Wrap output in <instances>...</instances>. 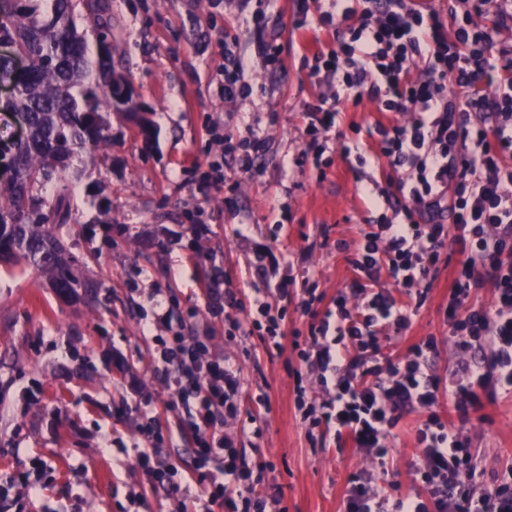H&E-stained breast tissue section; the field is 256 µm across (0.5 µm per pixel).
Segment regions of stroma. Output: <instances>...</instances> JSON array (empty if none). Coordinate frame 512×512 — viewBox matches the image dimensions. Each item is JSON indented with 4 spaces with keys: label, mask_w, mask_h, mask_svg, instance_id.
Listing matches in <instances>:
<instances>
[{
    "label": "stroma",
    "mask_w": 512,
    "mask_h": 512,
    "mask_svg": "<svg viewBox=\"0 0 512 512\" xmlns=\"http://www.w3.org/2000/svg\"><path fill=\"white\" fill-rule=\"evenodd\" d=\"M297 0H112L115 60L129 76L151 126L134 136L120 116L112 141L74 154L67 172L74 187L73 220L55 227L73 274L94 284L93 296H61L47 276L0 266V512H172L162 485L135 463L143 442L141 414L175 393L156 373L144 327L166 335L156 308L181 317L197 301L213 266L228 272L232 289L257 286L254 248L306 254L317 292L331 301L350 273L324 240L355 237L374 217L361 198L349 160L332 153L325 171L300 163V114L320 88L305 58L306 41L293 29ZM236 39L245 65V97L227 101L211 77L223 52L213 24ZM278 51L279 64L262 52ZM252 129L267 142L253 175L201 202L195 187L210 158L205 128ZM204 207L209 233L194 237L192 217ZM108 223H99L101 212ZM448 293L440 268L411 336L443 338L439 306ZM192 324L214 332L213 344L244 359V390L265 391L270 411L260 433H239L247 458L262 456L265 484L280 490V512H341L352 474L373 469L349 448H323L308 437L294 406L298 358H271L259 340H228L223 323L199 313ZM466 434L474 445L480 490L512 465V396L486 407ZM402 423L398 450L380 479L400 491L417 487L412 430ZM41 486L27 497L26 484Z\"/></svg>",
    "instance_id": "35a3bbf8"
}]
</instances>
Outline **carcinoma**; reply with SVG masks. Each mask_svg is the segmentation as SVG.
Instances as JSON below:
<instances>
[{
	"label": "carcinoma",
	"mask_w": 512,
	"mask_h": 512,
	"mask_svg": "<svg viewBox=\"0 0 512 512\" xmlns=\"http://www.w3.org/2000/svg\"><path fill=\"white\" fill-rule=\"evenodd\" d=\"M0 42L13 47V55H0V83L16 78L14 57L28 62L27 81L18 94L0 100V112L21 117L28 129L26 143L16 150L19 178L0 184V262L51 275L61 294L77 289L92 292L80 282L65 259L67 247L50 231L54 224L71 220L69 183H55L56 201L46 208L41 190L75 149L94 150L112 142L111 116L123 114L144 137L150 125L133 97L105 108L100 86L127 84L112 53V5L109 0H0ZM96 37L90 54L87 32Z\"/></svg>",
	"instance_id": "obj_1"
}]
</instances>
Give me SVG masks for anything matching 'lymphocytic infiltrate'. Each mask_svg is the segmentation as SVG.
<instances>
[{
  "label": "lymphocytic infiltrate",
  "mask_w": 512,
  "mask_h": 512,
  "mask_svg": "<svg viewBox=\"0 0 512 512\" xmlns=\"http://www.w3.org/2000/svg\"><path fill=\"white\" fill-rule=\"evenodd\" d=\"M299 13L295 28L347 31L335 50L314 45L310 74L331 92L302 111L304 148L317 149L332 135L342 157L384 170V181L368 178L362 192L371 209L385 214L362 225L357 239L334 242L352 278L323 312L312 309L315 283L304 259L296 261L299 277L283 279L285 256L261 246L255 257L262 287L227 292L223 273H216L199 286L203 307L188 314L206 310L222 319L229 339L258 338L267 353L295 351L296 376L316 374L322 394L310 395L299 382L294 405L322 444L351 446L383 466L401 421L418 414L421 488L394 495L363 471L348 482L343 512H512V467L476 493L463 481L474 469L465 434L473 414L499 394L512 395V44L497 39L500 28L512 27V0H448L442 13L426 0H350L346 7L331 0L316 16L302 0ZM482 14L493 17L492 26L475 24ZM215 38L224 57L219 93L232 101L243 92L242 61L224 28ZM485 83L495 86L494 95L482 92ZM365 97L389 117L367 127L369 148L332 133L344 106ZM397 112L409 113L410 121H393ZM206 134L219 152L196 187L204 198L226 185L225 157L249 172L265 151L251 131L235 139L210 126ZM446 264L453 270L440 309L458 361L442 375L439 339L407 337ZM383 276L394 292L378 288ZM484 288L493 300L475 306ZM297 295L309 317L303 330L288 322V301ZM155 319L168 333L149 337V351L177 399L142 427L147 447L138 465L178 496V467L158 442L162 415L179 410L180 428L192 437L198 492L189 502L178 496L175 512H276L277 492L256 474L263 461H248L237 434L226 430L241 413V360L215 351L209 333L185 335L171 312ZM402 340L405 354L392 355L389 345ZM445 400L454 419L438 411Z\"/></svg>",
  "instance_id": "obj_1"
}]
</instances>
